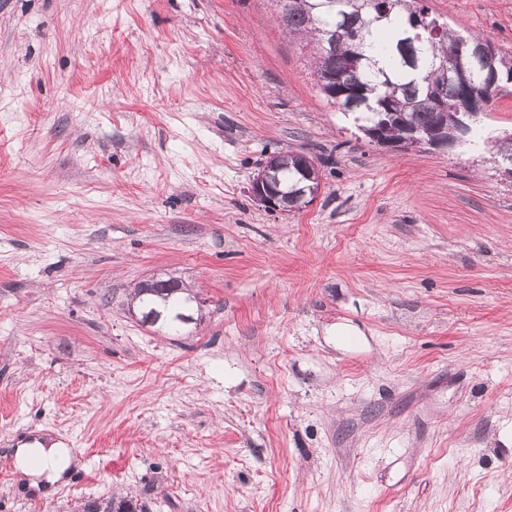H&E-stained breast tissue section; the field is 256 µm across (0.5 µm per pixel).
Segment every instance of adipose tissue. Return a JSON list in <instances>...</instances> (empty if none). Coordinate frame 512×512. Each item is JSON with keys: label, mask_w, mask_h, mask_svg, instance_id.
<instances>
[{"label": "adipose tissue", "mask_w": 512, "mask_h": 512, "mask_svg": "<svg viewBox=\"0 0 512 512\" xmlns=\"http://www.w3.org/2000/svg\"><path fill=\"white\" fill-rule=\"evenodd\" d=\"M14 459L17 471L25 477L28 486L41 491L61 481L74 463L70 449L39 441L15 449Z\"/></svg>", "instance_id": "obj_1"}]
</instances>
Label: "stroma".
<instances>
[{
    "label": "stroma",
    "instance_id": "obj_1",
    "mask_svg": "<svg viewBox=\"0 0 512 512\" xmlns=\"http://www.w3.org/2000/svg\"><path fill=\"white\" fill-rule=\"evenodd\" d=\"M428 4L512 58V0ZM477 125L371 145L274 0H0V512H512V85ZM281 151L322 188L275 217ZM153 276L198 328L127 313ZM285 153H288V166L282 168V153L271 155L251 180L250 191L253 198L272 216H286L293 213L296 209L291 210L290 206L296 203L291 204L288 196L294 200L293 195L304 187L300 169L304 162L303 157L294 151ZM280 183L281 188L288 194L281 191ZM305 162L306 168L303 171V180L311 184L306 187L309 192L300 194L299 196V203L302 204V209L309 206L314 201L322 185V174L319 164L312 160L309 156H306ZM16 470L25 478L28 487L45 491L61 481L74 465L70 448L52 443L47 448L40 441L27 447L14 448Z\"/></svg>",
    "mask_w": 512,
    "mask_h": 512
}]
</instances>
